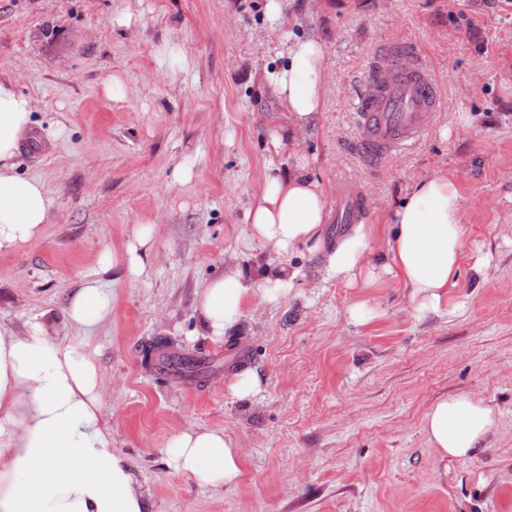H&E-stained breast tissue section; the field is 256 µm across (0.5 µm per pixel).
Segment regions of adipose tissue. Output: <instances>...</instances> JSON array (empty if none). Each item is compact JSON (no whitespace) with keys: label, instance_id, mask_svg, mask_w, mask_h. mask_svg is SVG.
Instances as JSON below:
<instances>
[{"label":"adipose tissue","instance_id":"1","mask_svg":"<svg viewBox=\"0 0 512 512\" xmlns=\"http://www.w3.org/2000/svg\"><path fill=\"white\" fill-rule=\"evenodd\" d=\"M325 51L315 39L288 46V63L272 85L296 131L316 129L323 104ZM33 101L0 80V253L39 240L54 200L43 181L15 171L23 136L34 126ZM326 190L306 165L283 176L266 174L259 198L247 212V239L271 247L280 261L255 279L229 271L202 288L196 304L203 336L215 343L236 328L249 301L278 302L300 277L291 257L305 246L320 258L322 281L355 282L379 273L397 277L419 312H434L458 275L465 228L455 182L433 175L414 182L387 218L382 269L365 265L374 235L356 225L344 240L324 239ZM110 312L97 281L85 283L66 316L88 328ZM100 381L94 362L69 344L41 332L18 335L0 322V512H149L150 503L131 464L113 448L101 426ZM496 409L470 394L435 402L423 419L429 444L444 458H463L485 442ZM176 472L205 486H231L242 475L235 440L219 429L190 428L166 450Z\"/></svg>","mask_w":512,"mask_h":512}]
</instances>
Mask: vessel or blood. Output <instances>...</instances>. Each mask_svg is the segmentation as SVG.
<instances>
[{
  "instance_id": "vessel-or-blood-1",
  "label": "vessel or blood",
  "mask_w": 512,
  "mask_h": 512,
  "mask_svg": "<svg viewBox=\"0 0 512 512\" xmlns=\"http://www.w3.org/2000/svg\"><path fill=\"white\" fill-rule=\"evenodd\" d=\"M435 81L417 49L397 42L375 57L358 95L353 150L364 165L380 170L394 152L416 144L437 107ZM366 210L359 192L345 188L336 203V229L362 223Z\"/></svg>"
}]
</instances>
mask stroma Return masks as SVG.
I'll use <instances>...</instances> for the list:
<instances>
[{
	"label": "stroma",
	"instance_id": "stroma-1",
	"mask_svg": "<svg viewBox=\"0 0 512 512\" xmlns=\"http://www.w3.org/2000/svg\"><path fill=\"white\" fill-rule=\"evenodd\" d=\"M269 4L0 0V78L35 105L17 169L55 201L42 238L0 255V320L25 336L47 317L51 338L95 362L102 421L151 512H512V0H284L276 19ZM291 36L325 48L320 123L292 139L267 81ZM401 41L436 78L440 105L424 137L372 173L349 148L353 100L372 57ZM110 77L120 95L107 94ZM300 154L328 210L346 186L363 192L376 267L387 217L414 181L453 179L459 274L447 303L422 314L394 275L324 282L317 256L297 248L303 278L244 311L237 363L202 336L197 296L228 269L250 279L277 262L246 243V214L269 165L287 174ZM142 223L154 246L133 275L123 255ZM93 279L112 311L86 332L65 312ZM359 302L374 311L364 323L348 316ZM156 337L208 368L160 372L144 359ZM244 372L262 381L248 400L227 388ZM463 393L498 419L474 455L443 459L423 419ZM190 427L238 442L236 485L202 487L168 465V440Z\"/></svg>",
	"mask_w": 512,
	"mask_h": 512
}]
</instances>
